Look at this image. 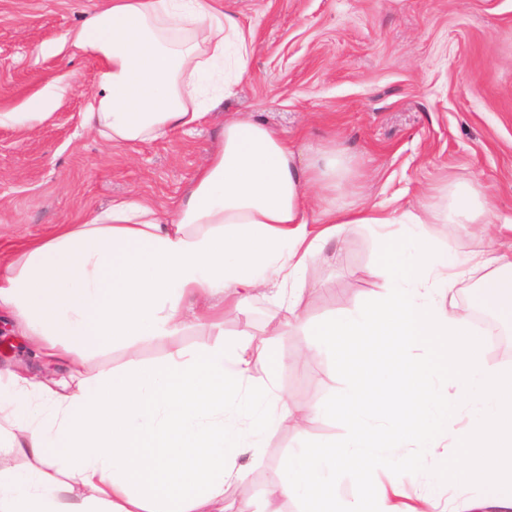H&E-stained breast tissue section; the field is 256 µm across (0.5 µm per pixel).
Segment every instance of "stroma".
Listing matches in <instances>:
<instances>
[{"label":"stroma","instance_id":"stroma-1","mask_svg":"<svg viewBox=\"0 0 512 512\" xmlns=\"http://www.w3.org/2000/svg\"><path fill=\"white\" fill-rule=\"evenodd\" d=\"M251 33L248 73L196 129L135 146H112L82 125L98 64L72 55L69 39L103 0H0V113L20 112L50 85L67 92L45 120L0 125V235L38 237L82 223L114 197L138 194L165 208L216 146L225 121L249 118L277 129L299 150L336 146L350 160L338 201L417 210L449 181L481 184L493 210L512 217V0H226ZM426 234L461 253L511 242L483 225L429 224ZM379 253L372 229L352 226L298 276L311 292L302 311L315 323L348 313L379 289L368 270ZM278 298L250 296L224 313V338L259 328ZM309 332L280 337L273 355L288 400L349 405L366 365L334 371L323 356L304 363ZM215 334L190 327L173 342L113 343L91 351L94 376L136 362L158 364L171 345L194 352ZM353 419L333 414L304 425L280 421L264 448L245 453L256 512L288 449L308 438L343 439Z\"/></svg>","mask_w":512,"mask_h":512}]
</instances>
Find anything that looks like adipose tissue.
Segmentation results:
<instances>
[{
	"label": "adipose tissue",
	"instance_id": "1",
	"mask_svg": "<svg viewBox=\"0 0 512 512\" xmlns=\"http://www.w3.org/2000/svg\"><path fill=\"white\" fill-rule=\"evenodd\" d=\"M71 46L99 64L83 123L110 145L205 124L210 95L230 94L251 54L240 19L216 0H106ZM345 171L336 148L305 157L264 123L228 121L169 208L118 197L83 223L0 245V312L18 335L36 337L46 358L66 364L65 373L38 379L21 368L0 385V442L33 461L0 464V512H226L230 491L236 512H253L241 456L262 447L264 430L282 418H326L336 407L287 403L275 381L254 384L273 340L288 325L304 326L305 284L292 282L263 328L192 354L171 348L159 365L89 377L85 352L116 340H168L190 324L223 329L213 297L243 300L289 280L349 225L379 232L381 257L369 270L379 292L317 329L312 350L347 370L402 312V335L437 350L412 360L430 385L418 393L421 406L444 422L464 417L466 449L456 450L448 431L408 432L401 386L377 361L373 388L352 390L359 430L337 455L316 443L289 450L268 484L266 512L288 499L308 512H418L397 502L402 483L418 481L426 512H512V365L485 367V339L453 299L459 278L480 274L471 305L512 323V249L462 257L424 238L426 224L492 223L476 186L453 185L445 205L400 214L379 203L337 205ZM377 417L390 420L397 440L374 449L370 465L399 480L376 493L354 478L342 500L343 470L365 455L364 430ZM410 447L422 449L419 460L406 456ZM470 448L484 449L481 463L467 457Z\"/></svg>",
	"mask_w": 512,
	"mask_h": 512
}]
</instances>
